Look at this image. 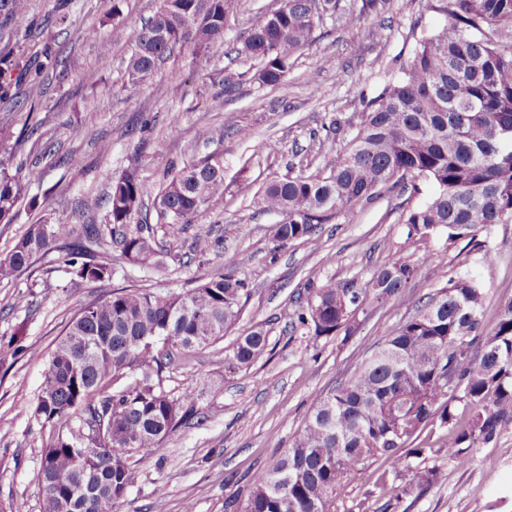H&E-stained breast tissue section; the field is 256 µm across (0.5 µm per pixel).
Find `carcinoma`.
Returning a JSON list of instances; mask_svg holds the SVG:
<instances>
[{
  "label": "carcinoma",
  "mask_w": 512,
  "mask_h": 512,
  "mask_svg": "<svg viewBox=\"0 0 512 512\" xmlns=\"http://www.w3.org/2000/svg\"><path fill=\"white\" fill-rule=\"evenodd\" d=\"M338 0H283L251 29L241 52L260 62L255 77L281 83L293 57L308 45ZM237 0H160L154 16L135 32L128 82L137 85L173 55L191 48L199 57L224 41ZM448 23L423 39L402 68L363 112L357 134L336 156L328 175L268 181L262 208L283 216L273 238L316 244L315 228L334 213L369 202L376 191L409 174L433 181L438 191L404 217L406 241L445 231L449 240L475 239L492 224L512 223V0H448ZM16 65L0 54V98L8 95ZM37 167L10 173L0 159V224H11ZM224 192V172L210 162L187 164L159 188L154 204L168 224H188ZM145 185L130 171L110 187L107 224H31L0 278L25 271L34 256L54 247L87 282L112 278L111 261L96 247L105 236L129 262L161 267L153 228L135 220ZM245 257L224 261V272L180 293L118 288L73 318L46 361L36 419L52 427L41 460L44 512H116L131 484L130 459L162 452L164 439L205 419L201 393L164 386V374L237 324L248 283L239 277ZM425 263L395 262L365 285L327 280L311 292L297 320L315 335H354V309L380 307L425 277ZM486 293L468 276L451 280L392 332L360 368L316 398L304 427L269 468L254 473L240 512H331L347 476L363 460L379 457L395 469L429 453L459 467L469 450L492 443L512 425V301L485 322ZM481 346L475 355L474 346ZM269 348L256 327L224 354V376L247 369ZM460 391L447 396L438 380L448 373ZM468 418L458 422L451 405ZM448 428L437 448L410 439L434 422ZM81 448H95L80 465Z\"/></svg>",
  "instance_id": "1"
}]
</instances>
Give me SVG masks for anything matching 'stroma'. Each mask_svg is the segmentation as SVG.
Here are the masks:
<instances>
[{
	"instance_id": "35a3bbf8",
	"label": "stroma",
	"mask_w": 512,
	"mask_h": 512,
	"mask_svg": "<svg viewBox=\"0 0 512 512\" xmlns=\"http://www.w3.org/2000/svg\"><path fill=\"white\" fill-rule=\"evenodd\" d=\"M281 0H239L225 25L224 42L204 59L175 54L145 82L131 86L125 69L134 32L152 16L157 0H27L25 12L0 16V41L9 43L24 77L0 99V155L11 167L37 166L13 223L0 224V259L28 225L104 224L105 209L85 211V196L104 195L113 180L134 168L146 185L144 205L161 247L163 272L128 263L114 245L102 252L112 279L89 283L75 277L59 250L38 256L22 275L0 282V505L43 512L38 474L48 427L33 412L45 358L69 321L87 304L120 287L180 292L222 273L225 256L249 258L241 271L251 289L234 331L200 349L171 370L168 388L209 381L201 425L182 429L161 455L131 462V486L118 512H234L257 470L288 448L307 420L316 394L352 375L395 328L413 316L423 294L443 280L406 287L382 307L356 312L353 336H318L297 321L300 302L326 280L369 281L395 261H428L449 280L470 276L487 293L486 317L512 301V223L494 224L475 242L434 232L406 244L403 217L429 202L434 185L379 189L376 198L335 215L322 226L317 245L296 240L276 245L279 215L259 202L269 180L328 174L347 149L367 103L401 77L420 42L448 21L446 0H338L333 15L316 27L286 79L259 85L255 60L236 54L250 29ZM98 36H83L87 27ZM108 70H101L102 61ZM233 89H225V81ZM250 138H241L239 128ZM209 130L210 139L199 138ZM110 153H102V144ZM220 157L224 194L202 206L187 224L161 223L154 207L160 184L185 164ZM79 158L73 166L71 158ZM219 241L195 260L196 238ZM493 262H485L484 252ZM269 332L270 350L233 376L224 353L254 326ZM473 462L459 468L446 458H410L396 471L370 458L352 473L336 512H512V426L495 442L471 449ZM437 467L439 478L395 499L396 487L416 471ZM164 495H156V487Z\"/></svg>"
}]
</instances>
